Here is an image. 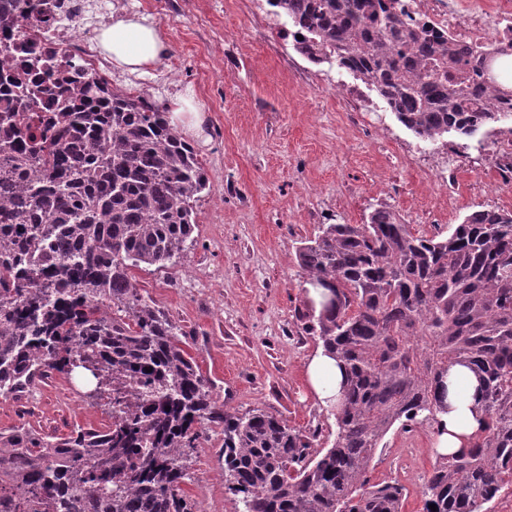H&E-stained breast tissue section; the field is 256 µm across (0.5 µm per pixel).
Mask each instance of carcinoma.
<instances>
[{
    "label": "carcinoma",
    "instance_id": "1",
    "mask_svg": "<svg viewBox=\"0 0 512 512\" xmlns=\"http://www.w3.org/2000/svg\"><path fill=\"white\" fill-rule=\"evenodd\" d=\"M274 2L306 34L298 53L348 70L421 141L512 134V74L474 80L483 47L427 36L402 0ZM0 83L17 89L0 106V394L90 366L94 397L121 412L106 430L4 439L0 512H190L198 425L224 428L235 512H402L405 487L371 482V463L390 432L438 427L455 364L482 378L485 424L470 451L436 456L422 512H489L512 491L511 212L474 211L445 237L384 205L300 242L303 283L337 297L300 314L304 331L346 370L333 439L314 453L316 432L217 405L132 275L179 261L209 189L167 112L77 73L22 84L1 61Z\"/></svg>",
    "mask_w": 512,
    "mask_h": 512
}]
</instances>
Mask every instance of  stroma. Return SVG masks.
<instances>
[{"label":"stroma","instance_id":"obj_1","mask_svg":"<svg viewBox=\"0 0 512 512\" xmlns=\"http://www.w3.org/2000/svg\"><path fill=\"white\" fill-rule=\"evenodd\" d=\"M253 0H123L164 29L170 53L150 89L160 104L170 77L193 89L206 115L196 143L210 191L196 207L195 243L177 264L135 270L141 293L180 327V346L207 378L225 412L259 408L303 432L327 437L334 418L305 376L318 348L298 318L305 294L296 250L336 218L364 223L373 208L398 210L414 231L448 233L473 211H512L501 189L488 129L435 144L420 141L374 92L342 101L330 83L348 71L316 66L271 38ZM465 152L453 188L440 186L448 145ZM73 383L49 372L26 400L0 398V433L54 437L112 423L106 401L73 398ZM182 489L192 512H235L224 491V434L204 426ZM436 455L432 432H392L372 462L373 482L398 481L404 512H421V484Z\"/></svg>","mask_w":512,"mask_h":512}]
</instances>
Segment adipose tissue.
I'll return each instance as SVG.
<instances>
[{
    "instance_id": "adipose-tissue-1",
    "label": "adipose tissue",
    "mask_w": 512,
    "mask_h": 512,
    "mask_svg": "<svg viewBox=\"0 0 512 512\" xmlns=\"http://www.w3.org/2000/svg\"><path fill=\"white\" fill-rule=\"evenodd\" d=\"M99 47L103 57L117 70L145 74L167 57L169 45L159 24L145 13L122 8L113 10L111 25L100 30ZM307 380L320 404L330 410L337 405L345 380L338 361L325 350H317L306 363ZM448 387V410L433 434V448L450 454L469 447L481 428V385L469 368L450 367L444 380Z\"/></svg>"
}]
</instances>
